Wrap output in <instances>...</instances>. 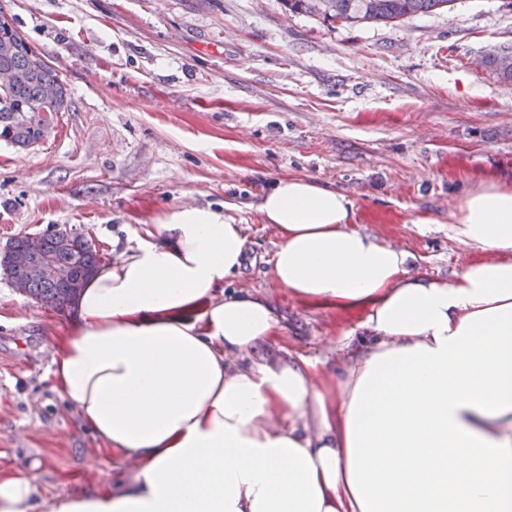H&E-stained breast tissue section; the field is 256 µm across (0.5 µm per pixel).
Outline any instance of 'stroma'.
Masks as SVG:
<instances>
[{
    "label": "stroma",
    "mask_w": 512,
    "mask_h": 512,
    "mask_svg": "<svg viewBox=\"0 0 512 512\" xmlns=\"http://www.w3.org/2000/svg\"><path fill=\"white\" fill-rule=\"evenodd\" d=\"M71 93L50 136L0 142V249L67 226L104 262L181 207L245 225L236 288L265 294L275 343L335 373L361 320L272 281L278 244L258 204L273 179H313L354 222L450 280L482 251L448 236V208L481 180L512 182V82L480 65L512 44L506 0H453L397 25L329 24L281 0H0ZM68 313L0 280V477L30 468L43 499L124 468L53 388L51 339Z\"/></svg>",
    "instance_id": "1"
}]
</instances>
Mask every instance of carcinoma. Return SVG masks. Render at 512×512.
<instances>
[{"instance_id":"carcinoma-1","label":"carcinoma","mask_w":512,"mask_h":512,"mask_svg":"<svg viewBox=\"0 0 512 512\" xmlns=\"http://www.w3.org/2000/svg\"><path fill=\"white\" fill-rule=\"evenodd\" d=\"M290 13H306L335 24L400 23L450 5L453 0H283ZM512 55V46H503L482 58L481 65L498 78L512 81V66L503 57ZM13 71L15 80L0 89V141L27 149L40 144L53 131L62 112L70 110L71 94L59 71L35 51L14 26L13 18L0 7V70ZM53 86L57 95L51 106L44 105L45 89ZM9 246L28 253L54 255L57 264L68 270L62 280L44 274L29 280L30 293L43 305L59 312L76 301L83 284L102 261L99 251L83 233L56 228L43 234L13 238Z\"/></svg>"}]
</instances>
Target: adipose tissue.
Here are the masks:
<instances>
[{"instance_id":"1","label":"adipose tissue","mask_w":512,"mask_h":512,"mask_svg":"<svg viewBox=\"0 0 512 512\" xmlns=\"http://www.w3.org/2000/svg\"><path fill=\"white\" fill-rule=\"evenodd\" d=\"M258 209L277 285L363 318L339 377L281 355L270 302L231 287L243 225L181 209L86 282L55 349V390L125 481L45 501L19 472L0 512H512V184L449 210V238L497 254L451 281L311 179Z\"/></svg>"}]
</instances>
